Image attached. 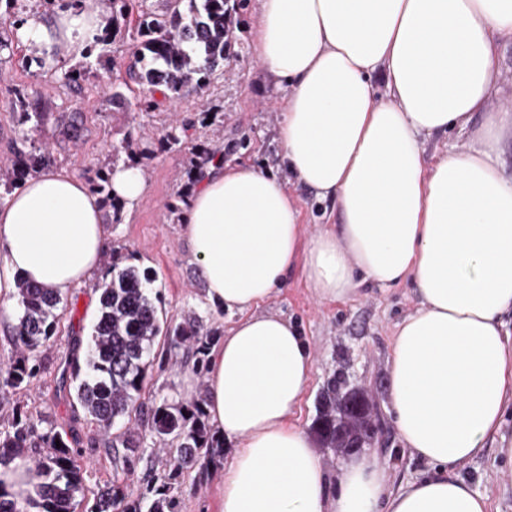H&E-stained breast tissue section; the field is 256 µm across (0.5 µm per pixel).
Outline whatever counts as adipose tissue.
Wrapping results in <instances>:
<instances>
[{"label": "adipose tissue", "instance_id": "adipose-tissue-1", "mask_svg": "<svg viewBox=\"0 0 512 512\" xmlns=\"http://www.w3.org/2000/svg\"><path fill=\"white\" fill-rule=\"evenodd\" d=\"M252 48L287 86L282 165L337 204L341 222L313 234L278 175L251 163L210 166L182 235L211 304L239 312L209 357L204 409L235 449L215 512H488L455 467L479 455L512 398V107L490 108L496 45L512 39V0H259ZM22 36L41 54L79 59L101 34L98 0H67L53 24ZM383 77L379 95L375 77ZM482 114L478 129L469 124ZM470 133L464 152L427 162L425 136ZM106 213L84 180L58 168L0 206V295L15 276L58 292L99 269ZM321 302L363 283L412 281L418 307L388 361L399 438L429 475L389 490L362 456L335 496L309 434L292 417L314 371L298 326L259 305L289 276ZM40 479L22 459L0 466V492L24 503Z\"/></svg>", "mask_w": 512, "mask_h": 512}]
</instances>
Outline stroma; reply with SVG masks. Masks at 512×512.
Masks as SVG:
<instances>
[{"label":"stroma","instance_id":"1","mask_svg":"<svg viewBox=\"0 0 512 512\" xmlns=\"http://www.w3.org/2000/svg\"><path fill=\"white\" fill-rule=\"evenodd\" d=\"M62 0H0V170L10 166L17 151H49L54 167H63L81 179L99 170H111V156L125 136L138 138L131 160L143 177L144 193L137 204L123 210L119 223L109 227V246L119 249L123 262L151 271L152 289L161 317L182 321L196 316L205 331L221 334L235 320L234 314L213 307L197 274L181 228L186 203L180 194H192L194 182L188 172L201 145L219 149L225 159L243 154L255 165L281 173L282 147L278 129L287 108V92L272 82L251 49L252 31L259 17V0H246L237 15L235 29L238 56L221 67L210 84L186 88L179 101L154 95L156 106L144 111L137 106L120 107L112 102V88L122 82L133 58L134 43L116 34L108 46L92 45L80 60L67 55L45 62L35 46L24 44L19 27L31 18L50 22ZM64 70L82 72L78 84L61 81ZM28 97L33 106L47 112L48 119L35 128L23 122L12 106L18 97ZM77 121L78 134L69 131ZM188 128L187 146L169 150L161 142L171 122ZM290 192L302 210L305 233L339 216L332 203L321 202L298 185ZM102 274L63 293L62 315L56 336L33 352L40 364L37 380L0 406V424H7L13 409H20L43 427L75 430L82 437L96 438L95 447H82L79 459L85 466L88 487L111 481L117 462L95 424L73 419L76 404L73 389H60L57 379L71 360L74 340L88 341L99 313L96 286ZM417 308L412 282L382 288L365 284L359 294L343 304L324 303L313 297L304 281L289 277L261 306L262 311L290 317L310 342L315 366L296 418L309 433L328 479H336L352 462V455L335 457L323 443L317 422L329 389L366 391L373 413L381 421L378 439L370 453L383 462L391 486L425 474L426 465L403 448L391 415L388 396V358L398 325ZM191 381L196 394H203L206 381L175 350L163 367L154 368L144 398L172 403L184 381ZM512 441V403L508 404L498 432L486 441L482 453L462 462L456 475L465 478L485 495L489 512H512V463L499 454L503 442ZM224 470L223 461L206 468L185 471L181 478L177 512H215V500Z\"/></svg>","mask_w":512,"mask_h":512}]
</instances>
